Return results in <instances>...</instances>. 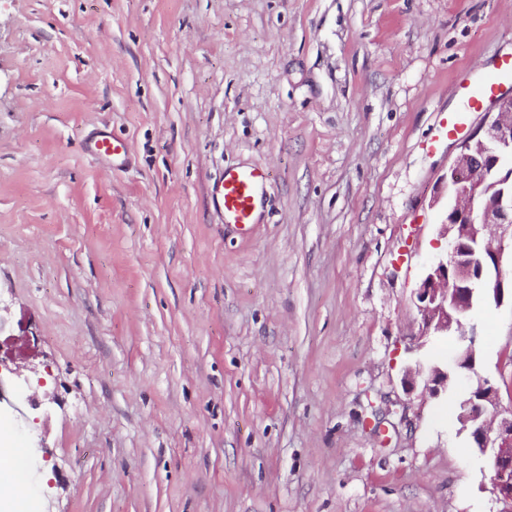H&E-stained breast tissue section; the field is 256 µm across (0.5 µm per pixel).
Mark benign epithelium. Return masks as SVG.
I'll return each instance as SVG.
<instances>
[{"mask_svg": "<svg viewBox=\"0 0 512 512\" xmlns=\"http://www.w3.org/2000/svg\"><path fill=\"white\" fill-rule=\"evenodd\" d=\"M494 118L467 138L448 171L446 217L439 237L449 251L436 256L415 288L420 335L405 347L418 354L427 339L458 336L457 355L449 366L416 359L404 367L408 390L422 385L437 398L461 377L476 375L470 394L459 404L458 434L466 435L486 462L492 492L512 512V408L500 404L494 382L476 374L477 327L461 334L462 319L483 304L512 302V277L504 257L512 249V97L497 102Z\"/></svg>", "mask_w": 512, "mask_h": 512, "instance_id": "obj_1", "label": "benign epithelium"}]
</instances>
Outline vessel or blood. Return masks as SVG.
Returning <instances> with one entry per match:
<instances>
[{"mask_svg":"<svg viewBox=\"0 0 512 512\" xmlns=\"http://www.w3.org/2000/svg\"><path fill=\"white\" fill-rule=\"evenodd\" d=\"M508 82L512 83V58L502 60L494 72L478 81L460 82L458 107L448 115V136L461 134L465 126V116L480 111L486 101L495 97L502 84ZM88 149L96 156L114 159L120 156L124 146L110 133L102 132L90 141ZM263 180L264 173L258 168L225 170L224 178L215 193L220 197L226 223H254L259 206L258 189Z\"/></svg>","mask_w":512,"mask_h":512,"instance_id":"obj_1","label":"vessel or blood"}]
</instances>
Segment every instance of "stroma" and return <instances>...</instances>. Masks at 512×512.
Here are the masks:
<instances>
[{
	"label": "stroma",
	"instance_id": "stroma-1",
	"mask_svg": "<svg viewBox=\"0 0 512 512\" xmlns=\"http://www.w3.org/2000/svg\"><path fill=\"white\" fill-rule=\"evenodd\" d=\"M512 0H0V444L26 512H496L413 290ZM109 129L122 165L87 144ZM263 167L257 224L212 198ZM512 406V306L468 317ZM508 82L512 83V57L502 60L494 72L476 82L462 80L458 85V107L448 113V137L461 134L465 126L464 117L471 112H479L486 101L496 96L502 84Z\"/></svg>",
	"mask_w": 512,
	"mask_h": 512
}]
</instances>
